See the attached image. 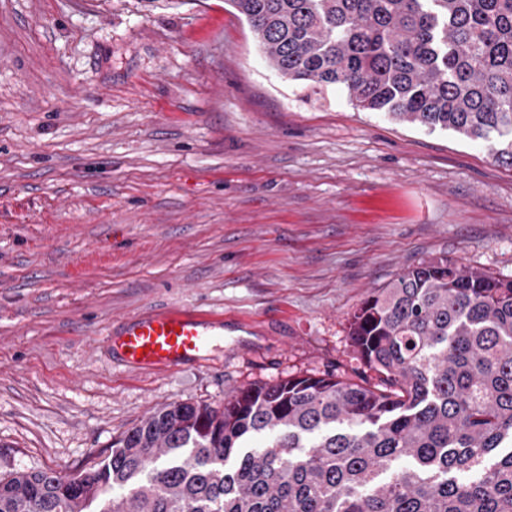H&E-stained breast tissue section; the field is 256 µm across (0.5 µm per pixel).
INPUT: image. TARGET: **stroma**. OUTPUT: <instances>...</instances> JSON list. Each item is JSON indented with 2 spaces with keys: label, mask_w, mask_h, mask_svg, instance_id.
<instances>
[{
  "label": "stroma",
  "mask_w": 512,
  "mask_h": 512,
  "mask_svg": "<svg viewBox=\"0 0 512 512\" xmlns=\"http://www.w3.org/2000/svg\"><path fill=\"white\" fill-rule=\"evenodd\" d=\"M512 279V167L306 100L224 0H0V472L93 468L142 417L364 365L352 313L421 262ZM224 314L155 373L123 318Z\"/></svg>",
  "instance_id": "stroma-1"
}]
</instances>
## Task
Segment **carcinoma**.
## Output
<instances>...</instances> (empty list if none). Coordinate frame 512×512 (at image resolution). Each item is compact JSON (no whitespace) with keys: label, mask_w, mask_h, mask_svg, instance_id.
Returning <instances> with one entry per match:
<instances>
[{"label":"carcinoma","mask_w":512,"mask_h":512,"mask_svg":"<svg viewBox=\"0 0 512 512\" xmlns=\"http://www.w3.org/2000/svg\"><path fill=\"white\" fill-rule=\"evenodd\" d=\"M227 2L281 78L512 166V0ZM349 336L367 371L170 404L89 471L0 476V512H512V279L422 262Z\"/></svg>","instance_id":"cac0c4a2"}]
</instances>
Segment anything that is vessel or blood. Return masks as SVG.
Here are the masks:
<instances>
[{"mask_svg": "<svg viewBox=\"0 0 512 512\" xmlns=\"http://www.w3.org/2000/svg\"><path fill=\"white\" fill-rule=\"evenodd\" d=\"M223 334V314L182 308L131 320L114 333L111 347L127 367L164 371L208 360Z\"/></svg>", "mask_w": 512, "mask_h": 512, "instance_id": "obj_1", "label": "vessel or blood"}]
</instances>
